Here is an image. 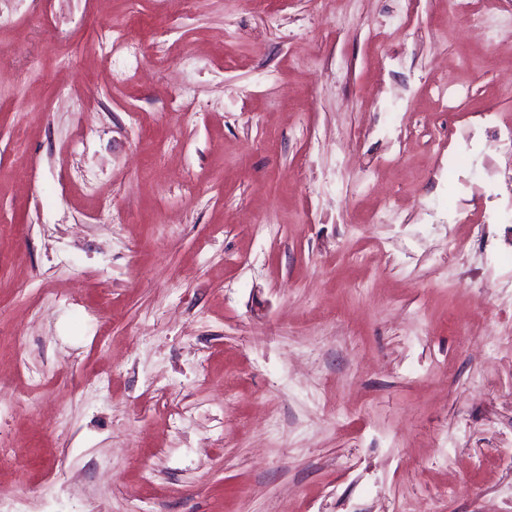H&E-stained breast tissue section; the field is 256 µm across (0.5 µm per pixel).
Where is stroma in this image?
Segmentation results:
<instances>
[{
    "label": "stroma",
    "instance_id": "35a3bbf8",
    "mask_svg": "<svg viewBox=\"0 0 512 512\" xmlns=\"http://www.w3.org/2000/svg\"><path fill=\"white\" fill-rule=\"evenodd\" d=\"M0 18V512H512V0ZM468 0H448V15L456 13L468 15V23L475 39L481 40L485 35L483 12L472 11Z\"/></svg>",
    "mask_w": 512,
    "mask_h": 512
}]
</instances>
